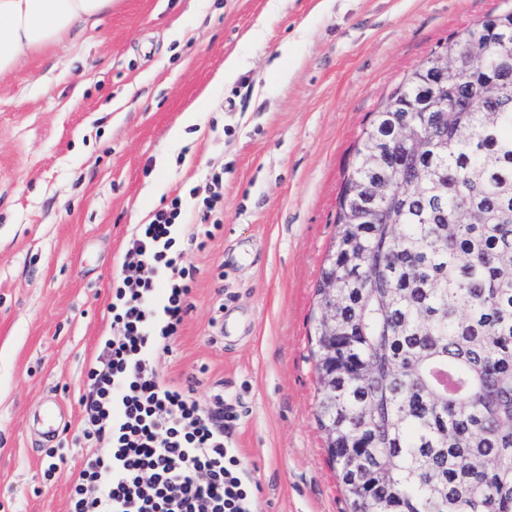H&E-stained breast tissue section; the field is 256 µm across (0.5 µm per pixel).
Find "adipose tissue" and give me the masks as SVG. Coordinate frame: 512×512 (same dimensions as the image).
Segmentation results:
<instances>
[{
	"label": "adipose tissue",
	"mask_w": 512,
	"mask_h": 512,
	"mask_svg": "<svg viewBox=\"0 0 512 512\" xmlns=\"http://www.w3.org/2000/svg\"><path fill=\"white\" fill-rule=\"evenodd\" d=\"M113 0H0V78L20 59L63 45L76 30L96 26Z\"/></svg>",
	"instance_id": "1"
}]
</instances>
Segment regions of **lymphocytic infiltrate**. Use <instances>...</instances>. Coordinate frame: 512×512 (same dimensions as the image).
<instances>
[{
    "mask_svg": "<svg viewBox=\"0 0 512 512\" xmlns=\"http://www.w3.org/2000/svg\"><path fill=\"white\" fill-rule=\"evenodd\" d=\"M185 214L174 198L126 242L135 275L117 286L87 371L81 438L95 452L72 475L68 512H258L232 439L237 410L220 391L200 403L158 365L191 308L196 271L184 256L221 227L211 211L191 225Z\"/></svg>",
    "mask_w": 512,
    "mask_h": 512,
    "instance_id": "obj_1",
    "label": "lymphocytic infiltrate"
}]
</instances>
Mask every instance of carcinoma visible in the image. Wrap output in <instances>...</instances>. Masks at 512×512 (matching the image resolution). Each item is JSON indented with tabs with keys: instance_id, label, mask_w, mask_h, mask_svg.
Here are the masks:
<instances>
[{
	"instance_id": "carcinoma-1",
	"label": "carcinoma",
	"mask_w": 512,
	"mask_h": 512,
	"mask_svg": "<svg viewBox=\"0 0 512 512\" xmlns=\"http://www.w3.org/2000/svg\"><path fill=\"white\" fill-rule=\"evenodd\" d=\"M391 90L354 148L313 319L349 512H512V6Z\"/></svg>"
}]
</instances>
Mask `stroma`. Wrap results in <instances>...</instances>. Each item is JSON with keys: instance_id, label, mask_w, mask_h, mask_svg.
<instances>
[{"instance_id": "1", "label": "stroma", "mask_w": 512, "mask_h": 512, "mask_svg": "<svg viewBox=\"0 0 512 512\" xmlns=\"http://www.w3.org/2000/svg\"><path fill=\"white\" fill-rule=\"evenodd\" d=\"M503 4L116 0L0 80V512H67L92 453L78 394L125 241L175 197L198 211L190 192L215 171L224 223L185 257L193 308L160 358L165 379L235 405L260 512H346L315 419L311 338L337 197L400 77ZM54 398L56 441L29 425ZM51 447L63 460L48 481Z\"/></svg>"}]
</instances>
